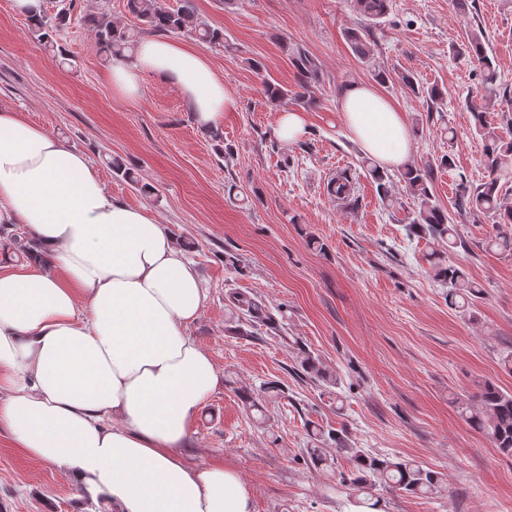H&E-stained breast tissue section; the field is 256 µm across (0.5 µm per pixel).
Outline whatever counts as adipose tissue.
<instances>
[{
  "label": "adipose tissue",
  "instance_id": "ef3b65f1",
  "mask_svg": "<svg viewBox=\"0 0 512 512\" xmlns=\"http://www.w3.org/2000/svg\"><path fill=\"white\" fill-rule=\"evenodd\" d=\"M148 76L176 89L202 128L236 108L185 42L149 38L133 62L112 63L125 99ZM339 111L379 166L407 162L410 129L375 85H348ZM16 224L34 247L0 268V431L104 512H252L237 473L187 453L219 384L189 333L206 299L195 268L150 213L112 197L83 152L0 110V227Z\"/></svg>",
  "mask_w": 512,
  "mask_h": 512
}]
</instances>
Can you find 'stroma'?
<instances>
[{
	"mask_svg": "<svg viewBox=\"0 0 512 512\" xmlns=\"http://www.w3.org/2000/svg\"><path fill=\"white\" fill-rule=\"evenodd\" d=\"M12 2L0 0V108L84 152L112 196L165 226L206 290L190 332L220 383L195 426L192 461L223 459L240 475L252 512H355L340 482L347 457L326 471L303 453L309 431L342 428L355 447L416 460L446 480L439 498L380 491L376 512H512V458L456 405L488 381L512 392V372L502 365L512 350V257L482 249L489 221L454 209L458 176L476 184L484 176L467 108L481 98V70L458 47L469 29L482 30L498 81L512 90V0H474L464 17L451 0H392L370 29L367 61L346 39L347 30L366 28L351 0H194L230 43L203 49L237 100L219 124L222 155L172 87L149 77L137 102L113 95L111 64L85 18L105 11L134 25L126 0H76L58 52L32 35ZM290 45L320 63L314 105L268 103L250 66L261 61L269 78L295 88ZM404 69L439 85L442 100L430 104L402 88ZM380 71L389 77L381 92L415 130L412 162L455 153V169L440 170L432 191L465 241L450 261L485 290L473 311L449 307L429 271L426 239L407 233L412 201L402 183L391 185L402 208L383 204L343 125L341 89L378 84ZM285 108L304 113L306 132L275 150L270 138ZM449 128L451 142L443 137ZM113 156L139 186L113 174ZM341 170L355 183L345 202L328 190ZM239 293L261 300L262 319L238 320L231 299ZM306 352L336 374L340 400L307 378ZM268 382L280 397L253 409ZM93 508L64 472L27 458L0 432V512Z\"/></svg>",
	"mask_w": 512,
	"mask_h": 512,
	"instance_id": "stroma-1",
	"label": "stroma"
}]
</instances>
